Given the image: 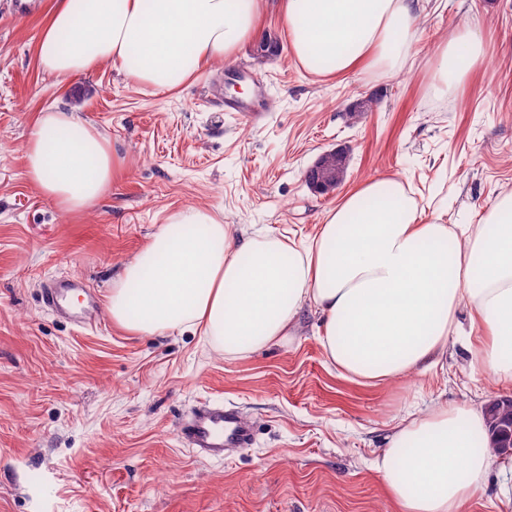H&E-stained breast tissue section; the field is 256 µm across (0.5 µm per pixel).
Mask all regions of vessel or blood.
I'll return each instance as SVG.
<instances>
[{
  "instance_id": "vessel-or-blood-1",
  "label": "vessel or blood",
  "mask_w": 512,
  "mask_h": 512,
  "mask_svg": "<svg viewBox=\"0 0 512 512\" xmlns=\"http://www.w3.org/2000/svg\"><path fill=\"white\" fill-rule=\"evenodd\" d=\"M43 300L53 311L80 323L99 306L97 295L69 282L47 289ZM178 434L199 456L218 460L250 447L255 441L253 424L238 408L216 401L193 408L180 424Z\"/></svg>"
}]
</instances>
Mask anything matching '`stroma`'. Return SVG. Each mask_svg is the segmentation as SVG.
<instances>
[{
	"label": "stroma",
	"mask_w": 512,
	"mask_h": 512,
	"mask_svg": "<svg viewBox=\"0 0 512 512\" xmlns=\"http://www.w3.org/2000/svg\"><path fill=\"white\" fill-rule=\"evenodd\" d=\"M51 5L0 0V512H396L370 467L394 414L512 397L471 372L478 332L467 312L435 367L367 386L326 359L311 308L297 336L234 360L189 329L131 334L103 307L86 324L62 319L42 290L78 278L107 299L125 263L185 206L236 234L312 238L377 175L398 177L448 223H480L512 190V0H423L414 63L384 80L306 71L270 11L260 39L162 93L109 63L43 79L36 45ZM475 25L489 65L436 94L439 41ZM258 82L260 121L225 111ZM369 97L372 108L351 117ZM51 105L93 123L123 161L111 192L81 215L24 176L21 146ZM332 149L345 154L344 178L315 192L304 175ZM205 400L253 421V446L196 456L176 426Z\"/></svg>",
	"instance_id": "35a3bbf8"
}]
</instances>
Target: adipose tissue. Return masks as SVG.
Returning <instances> with one entry per match:
<instances>
[{
  "label": "adipose tissue",
  "mask_w": 512,
  "mask_h": 512,
  "mask_svg": "<svg viewBox=\"0 0 512 512\" xmlns=\"http://www.w3.org/2000/svg\"><path fill=\"white\" fill-rule=\"evenodd\" d=\"M271 8L310 72L388 79L413 59L420 0H54L37 63L67 80L108 62L169 92L255 39ZM484 57L479 29L450 30L435 54L437 90L460 86ZM23 153L27 179L66 214L93 208L122 166L108 137L60 108L38 114ZM308 307L326 357L364 385L437 365L468 309L480 332L473 370L512 385V191L458 229L423 215L400 180L376 176L307 242L236 239L217 214L188 206L125 264L108 298L129 333L198 330L230 359L295 335ZM371 467L399 512H469L488 471L512 473V459L491 451L484 411L464 402L398 415Z\"/></svg>",
  "instance_id": "adipose-tissue-1"
}]
</instances>
